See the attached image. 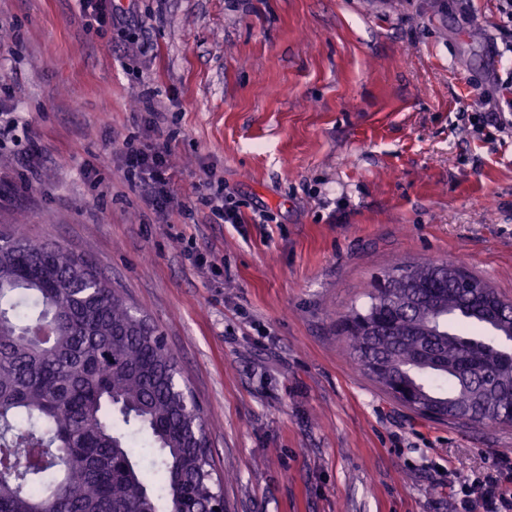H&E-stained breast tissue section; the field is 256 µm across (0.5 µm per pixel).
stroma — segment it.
I'll return each mask as SVG.
<instances>
[{
	"label": "stroma",
	"instance_id": "35a3bbf8",
	"mask_svg": "<svg viewBox=\"0 0 512 512\" xmlns=\"http://www.w3.org/2000/svg\"><path fill=\"white\" fill-rule=\"evenodd\" d=\"M103 3L134 24L0 0V103L28 127L0 138V225L89 255L160 326L226 512H454L460 477L512 476V426L419 418L336 333L398 263L512 301V134L473 126L512 121L501 0ZM154 141L192 220L126 173Z\"/></svg>",
	"mask_w": 512,
	"mask_h": 512
}]
</instances>
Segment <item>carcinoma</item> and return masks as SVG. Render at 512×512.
<instances>
[{
    "label": "carcinoma",
    "mask_w": 512,
    "mask_h": 512,
    "mask_svg": "<svg viewBox=\"0 0 512 512\" xmlns=\"http://www.w3.org/2000/svg\"><path fill=\"white\" fill-rule=\"evenodd\" d=\"M435 265L339 316L390 395L472 423H512V314ZM368 318L372 336L357 335ZM207 419L175 357L95 261L0 232V512H199L224 504ZM149 437L153 481L132 453Z\"/></svg>",
    "instance_id": "obj_1"
}]
</instances>
